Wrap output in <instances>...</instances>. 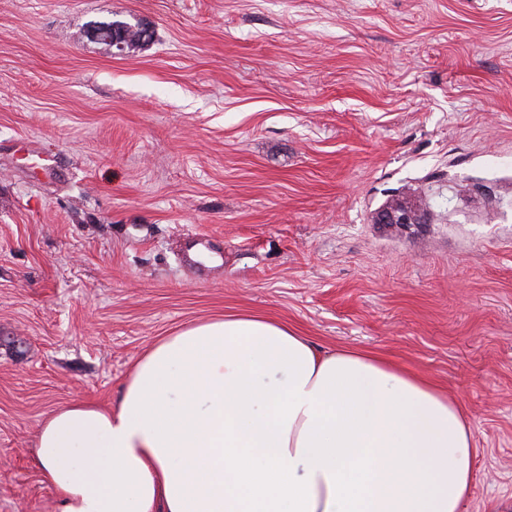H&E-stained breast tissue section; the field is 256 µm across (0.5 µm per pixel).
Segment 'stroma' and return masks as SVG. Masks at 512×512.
I'll return each instance as SVG.
<instances>
[{
	"instance_id": "obj_1",
	"label": "stroma",
	"mask_w": 512,
	"mask_h": 512,
	"mask_svg": "<svg viewBox=\"0 0 512 512\" xmlns=\"http://www.w3.org/2000/svg\"><path fill=\"white\" fill-rule=\"evenodd\" d=\"M235 312L429 376L463 512L512 502V0H0V512H55L51 411ZM127 29L138 28L139 24H130L125 23ZM126 27L119 24L112 25H95L91 29V35L94 38L103 40L110 44L112 47L115 46L117 48H124L125 43L128 40V33L126 32ZM376 224H421L424 223V215L407 198L396 199L377 212Z\"/></svg>"
}]
</instances>
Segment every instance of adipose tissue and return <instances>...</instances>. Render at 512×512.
Masks as SVG:
<instances>
[{
	"instance_id": "1",
	"label": "adipose tissue",
	"mask_w": 512,
	"mask_h": 512,
	"mask_svg": "<svg viewBox=\"0 0 512 512\" xmlns=\"http://www.w3.org/2000/svg\"><path fill=\"white\" fill-rule=\"evenodd\" d=\"M33 446L56 512H461L473 489L461 404L250 313L162 339L116 406L64 405Z\"/></svg>"
}]
</instances>
